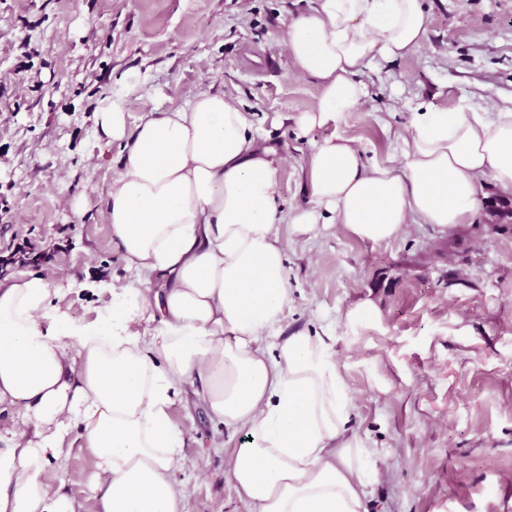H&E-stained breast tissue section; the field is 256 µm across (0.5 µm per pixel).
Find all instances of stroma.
<instances>
[{
    "mask_svg": "<svg viewBox=\"0 0 512 512\" xmlns=\"http://www.w3.org/2000/svg\"><path fill=\"white\" fill-rule=\"evenodd\" d=\"M312 0H0V260L40 269L73 323L95 319L116 289L146 288L112 241L102 199L119 172L96 113L185 106L202 90L248 112L278 159V234L292 307L282 335L329 337L348 387L349 429L368 512H512V188L484 179L472 223L411 224L360 240L341 224L294 229L309 206L310 137L294 118L316 80L294 69L279 34ZM426 35L368 69V96L336 128L367 164L392 161L413 105L493 114L512 97V0H423ZM88 202L74 216L73 199ZM366 313L357 322L355 306ZM184 433L176 479L186 512H255L228 463L245 439L209 417L192 389L171 408ZM42 479L77 512H97L105 481L93 454L50 458Z\"/></svg>",
    "mask_w": 512,
    "mask_h": 512,
    "instance_id": "obj_1",
    "label": "stroma"
}]
</instances>
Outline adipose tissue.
I'll list each match as a JSON object with an SVG mask.
<instances>
[{
    "mask_svg": "<svg viewBox=\"0 0 512 512\" xmlns=\"http://www.w3.org/2000/svg\"><path fill=\"white\" fill-rule=\"evenodd\" d=\"M421 0H314L281 33L293 66L321 93L296 123L312 151L314 205L291 222L343 224L388 241L410 224L470 223L482 177L512 188V106L417 105L398 157L367 165L336 124L368 95L362 75L420 46ZM96 124L119 143L120 171L104 197L127 267L154 288L114 294L112 308L75 324L31 271L0 280V405L22 427L0 433V512H76L43 482L49 458L76 435L107 476L97 512H185L177 488L184 434L169 415L191 387L245 441L229 462L255 512H368L348 400L331 344L301 331L263 342L292 302L276 224V160L253 121L223 93L149 110L128 125L121 104Z\"/></svg>",
    "mask_w": 512,
    "mask_h": 512,
    "instance_id": "ef3b65f1",
    "label": "adipose tissue"
}]
</instances>
